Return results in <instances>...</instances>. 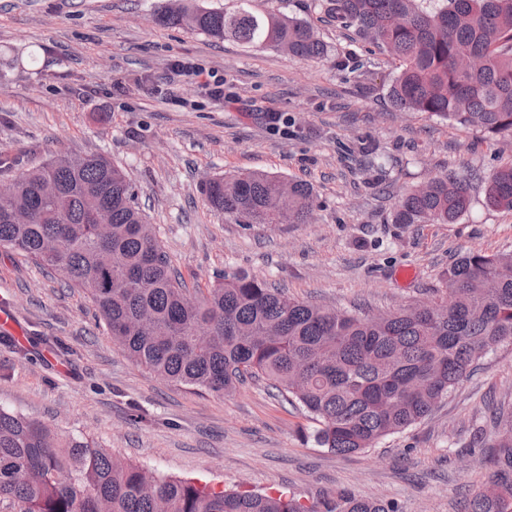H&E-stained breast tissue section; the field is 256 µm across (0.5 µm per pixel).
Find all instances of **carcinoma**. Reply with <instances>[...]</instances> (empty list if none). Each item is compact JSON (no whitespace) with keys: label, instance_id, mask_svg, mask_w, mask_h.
<instances>
[{"label":"carcinoma","instance_id":"obj_1","mask_svg":"<svg viewBox=\"0 0 512 512\" xmlns=\"http://www.w3.org/2000/svg\"><path fill=\"white\" fill-rule=\"evenodd\" d=\"M250 0L231 11L191 5L154 13L216 40L270 46L302 61L327 45L305 21L257 14ZM336 24L353 28L397 64L388 96L398 112H420L512 139V0H327ZM15 202L0 201V249L30 258L86 291L98 325L137 366L176 385L230 396L261 377L316 422L329 451L368 450L428 416L476 362L512 341V254L470 252L448 268L445 309L410 307L381 316L327 310L245 273L215 277L198 297L153 227L127 173L102 154L57 157L15 179ZM228 219L275 224L288 194V223L307 224L312 187L263 172L218 176L203 188ZM489 205L512 209V163L486 178ZM29 221L14 223V205ZM105 206L109 234L94 213ZM470 205L467 177L444 170L427 188L399 195L396 224H450ZM48 239L62 242L44 251ZM493 279L486 296L472 286ZM480 448L491 472L464 512H512V410L493 416ZM402 512L394 500L349 492L311 505L292 494L227 492L191 479L159 477L86 434H62L0 406V501L23 512Z\"/></svg>","mask_w":512,"mask_h":512}]
</instances>
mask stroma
Masks as SVG:
<instances>
[{
    "label": "stroma",
    "mask_w": 512,
    "mask_h": 512,
    "mask_svg": "<svg viewBox=\"0 0 512 512\" xmlns=\"http://www.w3.org/2000/svg\"><path fill=\"white\" fill-rule=\"evenodd\" d=\"M169 0H0V181L56 156L100 153L122 166L189 291L244 271L288 295L379 315L431 300L471 251L512 253V210L476 186L452 224H396L398 195L444 168L485 175L512 144L474 128L395 111V66L325 0H251L307 21L330 49L300 61L156 24ZM189 61L224 81V99L174 77ZM141 76L143 85L133 83ZM262 171L309 183V224H246L207 204L204 182ZM21 358L0 344V406L85 433L155 474L227 491H286L305 503L345 490L403 512H460L489 466L469 449L492 411L512 409V343L489 352L430 415L376 447L339 456L315 423L265 382L220 396L161 381L97 328L79 288L0 250Z\"/></svg>",
    "instance_id": "obj_1"
}]
</instances>
